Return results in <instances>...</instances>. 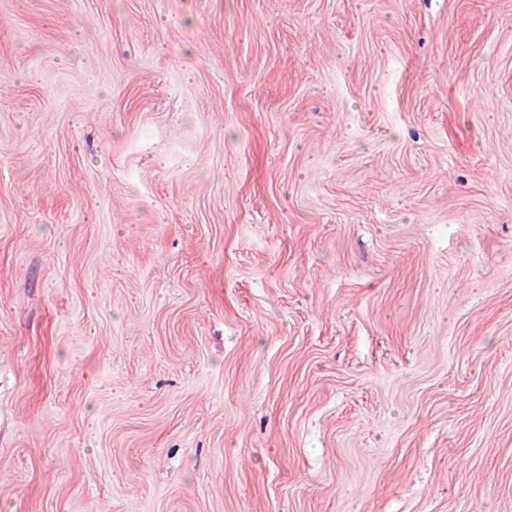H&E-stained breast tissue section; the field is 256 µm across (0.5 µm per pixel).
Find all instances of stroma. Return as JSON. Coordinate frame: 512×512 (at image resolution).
<instances>
[{
    "mask_svg": "<svg viewBox=\"0 0 512 512\" xmlns=\"http://www.w3.org/2000/svg\"><path fill=\"white\" fill-rule=\"evenodd\" d=\"M0 512H512V0H0Z\"/></svg>",
    "mask_w": 512,
    "mask_h": 512,
    "instance_id": "stroma-1",
    "label": "stroma"
}]
</instances>
